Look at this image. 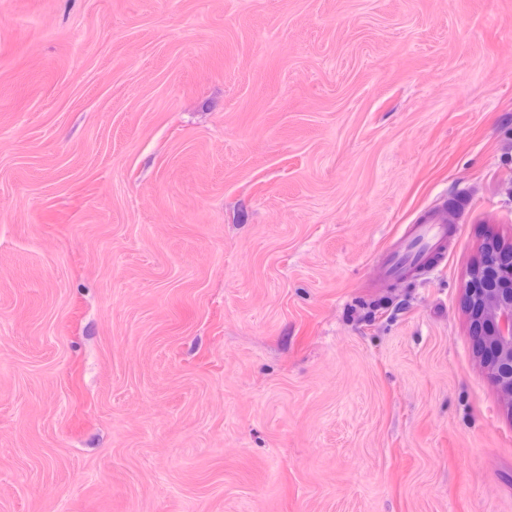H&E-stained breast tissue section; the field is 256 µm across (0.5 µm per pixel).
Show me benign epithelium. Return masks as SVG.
<instances>
[{
    "label": "benign epithelium",
    "instance_id": "7a95c632",
    "mask_svg": "<svg viewBox=\"0 0 512 512\" xmlns=\"http://www.w3.org/2000/svg\"><path fill=\"white\" fill-rule=\"evenodd\" d=\"M495 241L483 245V261L468 272L469 320L489 327L479 342L490 351L483 362L502 396L512 405V261L500 263Z\"/></svg>",
    "mask_w": 512,
    "mask_h": 512
}]
</instances>
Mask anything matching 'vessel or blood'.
Segmentation results:
<instances>
[{
	"mask_svg": "<svg viewBox=\"0 0 512 512\" xmlns=\"http://www.w3.org/2000/svg\"><path fill=\"white\" fill-rule=\"evenodd\" d=\"M448 236V213L438 209L407 225L380 262L383 276L390 277L408 269L424 266L429 251L437 249Z\"/></svg>",
	"mask_w": 512,
	"mask_h": 512,
	"instance_id": "1",
	"label": "vessel or blood"
}]
</instances>
